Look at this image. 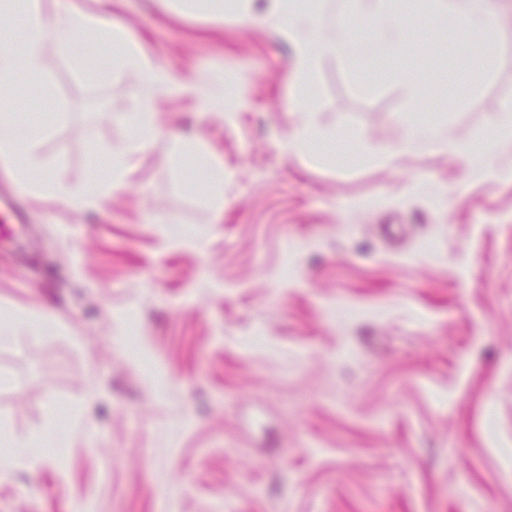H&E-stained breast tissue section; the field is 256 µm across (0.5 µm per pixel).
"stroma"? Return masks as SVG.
<instances>
[{
    "instance_id": "stroma-1",
    "label": "stroma",
    "mask_w": 512,
    "mask_h": 512,
    "mask_svg": "<svg viewBox=\"0 0 512 512\" xmlns=\"http://www.w3.org/2000/svg\"><path fill=\"white\" fill-rule=\"evenodd\" d=\"M433 8L401 15L430 28L414 67H322L329 140L299 155L272 26L111 0L190 89L151 90L160 133L121 192L32 199L18 254L0 207V313L58 317L0 340V423L59 434L36 465H0V512H512V179H469L478 152L405 148L435 123L478 144L512 107V0L493 43ZM79 38L104 77L50 45V99L11 106L47 126L45 168L75 186L128 142L137 83L95 24ZM171 130L223 163L222 209L185 187ZM55 319L49 312L29 313V316L16 320L10 336L1 331V340L4 338L27 337L35 338L37 336H45L54 329Z\"/></svg>"
}]
</instances>
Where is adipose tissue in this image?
Returning a JSON list of instances; mask_svg holds the SVG:
<instances>
[{
	"mask_svg": "<svg viewBox=\"0 0 512 512\" xmlns=\"http://www.w3.org/2000/svg\"><path fill=\"white\" fill-rule=\"evenodd\" d=\"M23 4L22 24L27 32L23 46H15L8 28H0V104L13 101L21 78H29L27 101L30 106L39 103L35 76L44 69V49L54 43L70 57L76 70L88 71L92 62L84 45L75 37L78 29L87 24L84 15L74 12L48 13L41 0H0V17L17 12L16 4ZM384 0H344V14L335 21L325 22L319 0H270L269 14L275 19L280 34L292 44V70L298 76L301 90H308L317 71L327 62L346 61L358 66L377 59L391 57L403 48L407 35L395 16L387 12ZM444 16L461 30H479L493 36L498 32L497 13L493 0H443ZM361 18L375 32L373 39L357 38L346 22L347 16ZM106 50L122 48L126 61L138 69L146 86L178 88L183 77L172 69L154 66L143 57L126 27L118 21L108 23L100 39ZM135 136L122 149L114 151L111 164L105 170L91 171L84 186L72 187L61 173H45L38 150L39 128H32L26 147H19L14 136L13 113H0V164L23 186H37L41 196L62 201L69 206H80L108 190H120L135 165L145 144L159 130L153 112V103L141 93L132 95ZM176 155H194L199 172L194 184L202 186L208 195L222 199L224 194V167L207 153L203 143L171 132Z\"/></svg>",
	"mask_w": 512,
	"mask_h": 512,
	"instance_id": "obj_1",
	"label": "adipose tissue"
}]
</instances>
